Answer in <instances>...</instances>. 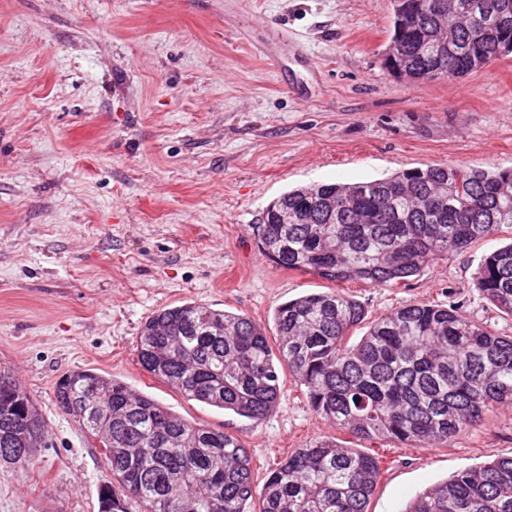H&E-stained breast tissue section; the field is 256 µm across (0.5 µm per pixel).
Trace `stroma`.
Here are the masks:
<instances>
[{"label":"stroma","mask_w":512,"mask_h":512,"mask_svg":"<svg viewBox=\"0 0 512 512\" xmlns=\"http://www.w3.org/2000/svg\"><path fill=\"white\" fill-rule=\"evenodd\" d=\"M391 0H0V373L48 426L34 469L0 466V512H99L100 443L54 387L92 369L238 436L255 486L346 433L285 377L261 423L187 399L138 361L156 310L195 302L275 337L277 305L324 287L272 263L252 230L282 193L461 164L512 170V55L461 80L384 66ZM512 228L390 287L350 282L369 317L456 304L512 336L475 286ZM380 473L368 512L512 455V406L431 448L361 441Z\"/></svg>","instance_id":"35a3bbf8"}]
</instances>
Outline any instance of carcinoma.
Wrapping results in <instances>:
<instances>
[{
  "mask_svg": "<svg viewBox=\"0 0 512 512\" xmlns=\"http://www.w3.org/2000/svg\"><path fill=\"white\" fill-rule=\"evenodd\" d=\"M389 72L419 82L436 68L460 79L512 52V0H392ZM512 226V170L427 165L385 178L314 184L282 194L255 225L277 266L332 286L279 305L278 340L244 314L195 303L150 316L139 363L186 398L253 422L279 404L282 369L304 386L312 410L359 440L430 446L483 424L512 405V336L454 306L407 304L366 321L342 284L392 286L448 253ZM482 299L512 317V243L485 255ZM367 330L349 343L350 331ZM58 408L104 437L110 479L99 503L128 512H252L250 455L243 442L170 412L92 369L56 384ZM28 397L0 375V457L34 467L47 424L29 426ZM379 460L361 448L317 439L280 461L259 512H368ZM406 512H512V456L464 469L419 493Z\"/></svg>",
  "mask_w": 512,
  "mask_h": 512,
  "instance_id": "obj_1",
  "label": "carcinoma"
}]
</instances>
